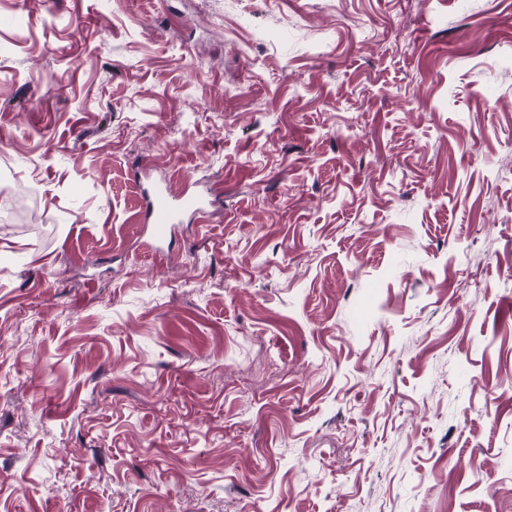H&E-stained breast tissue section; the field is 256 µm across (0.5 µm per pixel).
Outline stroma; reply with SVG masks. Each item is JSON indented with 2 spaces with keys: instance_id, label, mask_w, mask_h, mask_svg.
<instances>
[{
  "instance_id": "stroma-1",
  "label": "stroma",
  "mask_w": 512,
  "mask_h": 512,
  "mask_svg": "<svg viewBox=\"0 0 512 512\" xmlns=\"http://www.w3.org/2000/svg\"><path fill=\"white\" fill-rule=\"evenodd\" d=\"M511 302L512 0H0V512H512ZM146 197L145 223L157 244L156 252L163 253L169 247L174 224L186 216L194 220L202 218L212 207L213 201L207 192L185 191L173 195L167 186L154 184L144 190Z\"/></svg>"
}]
</instances>
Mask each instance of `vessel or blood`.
Masks as SVG:
<instances>
[{
    "instance_id": "1",
    "label": "vessel or blood",
    "mask_w": 512,
    "mask_h": 512,
    "mask_svg": "<svg viewBox=\"0 0 512 512\" xmlns=\"http://www.w3.org/2000/svg\"><path fill=\"white\" fill-rule=\"evenodd\" d=\"M145 222L157 244V252H164L169 246L173 227L185 217H203L211 208L212 201L208 193L186 191L172 194L167 186L155 184L145 192Z\"/></svg>"
}]
</instances>
